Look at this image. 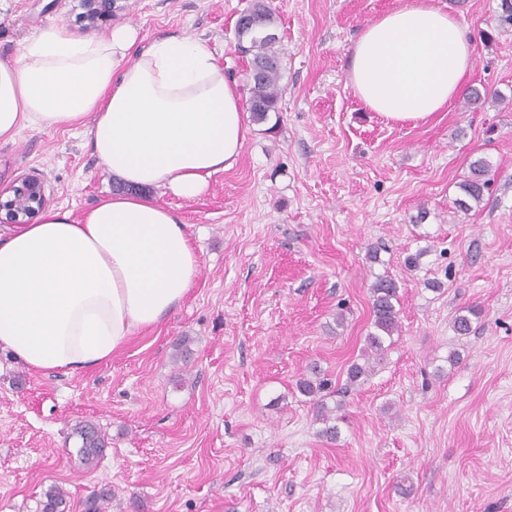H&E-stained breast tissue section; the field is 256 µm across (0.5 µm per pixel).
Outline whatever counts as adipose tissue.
Segmentation results:
<instances>
[{"mask_svg": "<svg viewBox=\"0 0 512 512\" xmlns=\"http://www.w3.org/2000/svg\"><path fill=\"white\" fill-rule=\"evenodd\" d=\"M137 41L129 25L90 41L51 24L0 62V140L86 128L122 184L81 218L49 209L0 237V347L34 371L99 364L176 311L200 258L180 212L150 193L198 198L250 132L237 82L199 40ZM473 53L459 20L408 0L365 27L349 83L384 119L424 122L461 93Z\"/></svg>", "mask_w": 512, "mask_h": 512, "instance_id": "obj_1", "label": "adipose tissue"}]
</instances>
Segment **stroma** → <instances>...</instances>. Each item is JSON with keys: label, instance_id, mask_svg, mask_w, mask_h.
<instances>
[{"label": "stroma", "instance_id": "35a3bbf8", "mask_svg": "<svg viewBox=\"0 0 512 512\" xmlns=\"http://www.w3.org/2000/svg\"><path fill=\"white\" fill-rule=\"evenodd\" d=\"M403 2L272 0L278 111L199 198L154 195L181 213L201 260L180 308L75 375L31 371L0 348V512H41L53 485L67 512L103 489L109 512H512V0H433L475 56L463 94L416 124L369 111L348 83L362 29ZM248 3L115 0L92 23L81 0H8L0 61L52 23L89 39L130 24L143 46L199 39L245 95L235 21ZM475 90L486 98L472 104ZM479 158L491 184L459 210ZM27 176L76 218L119 188L66 127L0 142V188ZM380 275L398 284L400 330L349 390ZM471 305L482 315L462 337L453 319ZM182 336L194 354L176 366ZM313 363L341 415L332 444L297 388ZM85 420L107 437L91 470L71 435Z\"/></svg>", "mask_w": 512, "mask_h": 512}]
</instances>
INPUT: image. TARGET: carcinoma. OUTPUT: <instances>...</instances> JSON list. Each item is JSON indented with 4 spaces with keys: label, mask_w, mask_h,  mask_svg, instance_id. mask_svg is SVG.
I'll return each instance as SVG.
<instances>
[{
    "label": "carcinoma",
    "mask_w": 512,
    "mask_h": 512,
    "mask_svg": "<svg viewBox=\"0 0 512 512\" xmlns=\"http://www.w3.org/2000/svg\"><path fill=\"white\" fill-rule=\"evenodd\" d=\"M274 25V12L268 8L251 25L236 30L238 42L243 44L244 52L250 55V61L266 63L262 76L250 82L249 112L257 122L266 120L269 113L278 111L281 96L279 80L283 53L279 47L278 36L272 32ZM489 172L490 165L486 160L472 162L470 175L460 185L465 195V198L459 200L460 207L467 210L471 208V204L478 205L482 202L490 183ZM370 301L373 331L365 337L366 347L362 353L364 363L354 362L348 368L347 382L350 385L358 384L361 378L374 372V366L384 362L388 349L386 341L399 332L396 281L390 277L377 278L370 288ZM481 314L479 307L470 306L456 315L453 328L457 335H469L473 329V319L479 318ZM297 388L301 394L311 398L314 421L323 424L318 435L330 443L336 441L339 437L336 409L329 407L321 395L325 383L320 380L318 366L309 367L308 375L298 381ZM74 435L80 441L77 450L80 460L86 464L95 463L102 455L105 445L101 431L92 423H84L74 429ZM44 497L42 512H64L66 493L62 488L52 486L44 493Z\"/></svg>",
    "instance_id": "carcinoma-1"
}]
</instances>
